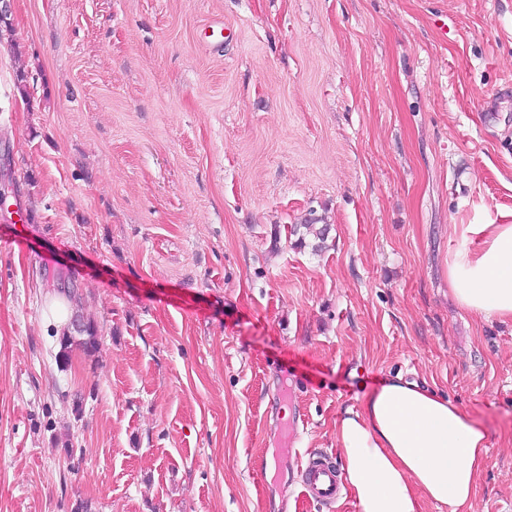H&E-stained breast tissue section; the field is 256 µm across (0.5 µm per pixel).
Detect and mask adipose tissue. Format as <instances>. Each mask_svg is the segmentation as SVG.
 Returning <instances> with one entry per match:
<instances>
[{"label":"adipose tissue","mask_w":512,"mask_h":512,"mask_svg":"<svg viewBox=\"0 0 512 512\" xmlns=\"http://www.w3.org/2000/svg\"><path fill=\"white\" fill-rule=\"evenodd\" d=\"M479 236L448 260L449 291L482 319H512V224H457ZM342 471L357 512H466L484 467L483 426L450 399L402 378L385 381L336 423Z\"/></svg>","instance_id":"obj_1"}]
</instances>
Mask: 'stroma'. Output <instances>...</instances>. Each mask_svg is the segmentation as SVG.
Segmentation results:
<instances>
[{
  "instance_id": "35a3bbf8",
  "label": "stroma",
  "mask_w": 512,
  "mask_h": 512,
  "mask_svg": "<svg viewBox=\"0 0 512 512\" xmlns=\"http://www.w3.org/2000/svg\"><path fill=\"white\" fill-rule=\"evenodd\" d=\"M9 20L0 512H357L298 467L340 461V414L396 376L482 424L471 512H512V321L448 293L477 246L453 225L512 224V0H10ZM311 218L325 242L295 234ZM61 282L99 336L64 368ZM301 486L308 498L335 503L341 497L343 480L334 463L324 457L313 456L303 468Z\"/></svg>"
}]
</instances>
